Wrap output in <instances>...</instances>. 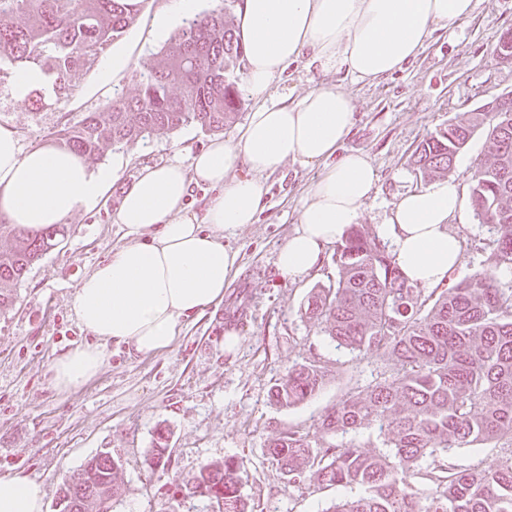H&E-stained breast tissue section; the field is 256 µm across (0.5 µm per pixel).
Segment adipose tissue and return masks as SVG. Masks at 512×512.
<instances>
[{
	"label": "adipose tissue",
	"mask_w": 512,
	"mask_h": 512,
	"mask_svg": "<svg viewBox=\"0 0 512 512\" xmlns=\"http://www.w3.org/2000/svg\"><path fill=\"white\" fill-rule=\"evenodd\" d=\"M476 0H243L236 33L254 100L235 140L213 138L190 166L178 160L147 165L125 192L115 221L124 242L82 280L73 298L90 344L48 366L55 388L68 391L102 368L107 344L148 356L175 341L181 322L224 299L239 254L224 234L255 223L261 175L287 162L318 164L294 232L279 248L276 267L295 280L315 268L324 247L358 223L376 173L368 155L340 147L354 119L352 98L335 86L313 88L293 101L269 90L304 52L326 72L376 85L415 58L429 36L469 16ZM122 159L90 170L72 151L53 145L22 148L15 129L0 126V220L30 230L64 223L96 206L120 177ZM246 175H239V168ZM206 185L203 215L189 209V188ZM467 200L455 178L399 195L379 232L394 244L395 261L411 283H447L461 261L449 226ZM40 482L0 477V512H43Z\"/></svg>",
	"instance_id": "obj_1"
}]
</instances>
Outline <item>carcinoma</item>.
<instances>
[{"instance_id": "cac0c4a2", "label": "carcinoma", "mask_w": 512, "mask_h": 512, "mask_svg": "<svg viewBox=\"0 0 512 512\" xmlns=\"http://www.w3.org/2000/svg\"><path fill=\"white\" fill-rule=\"evenodd\" d=\"M143 0H0V73L38 66L52 77L54 92L72 87L76 73L135 20ZM18 14L27 23L14 22ZM243 56L224 11L202 13L170 38L158 65L144 75L132 97L117 96L103 112L52 133L85 161L195 123L219 132L233 122L241 98L228 73ZM178 86L180 96L169 94ZM486 131L490 157L479 165L471 204L487 226V265L474 275L424 293L409 282L394 255L363 225L352 224L337 242L336 284L316 285L304 315L336 347L358 357L383 352L392 372L347 393L317 420L274 429L268 455L288 482L312 493L356 489L325 512H512V454L491 464L459 470L448 462L454 448L503 441L512 447V111L472 112L423 140L415 150L420 176L448 172L474 134ZM12 245L0 250V308L8 288L65 229L28 230L0 224ZM329 373L319 361L296 363L271 388L269 401L291 408L317 393ZM366 429L387 451L367 454ZM338 438L319 442L317 433ZM117 463L105 452L90 459L75 483L60 489L61 512H107L121 496ZM244 462H207L181 486L220 512H251L242 493Z\"/></svg>"}]
</instances>
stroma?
Returning a JSON list of instances; mask_svg holds the SVG:
<instances>
[{
	"mask_svg": "<svg viewBox=\"0 0 512 512\" xmlns=\"http://www.w3.org/2000/svg\"><path fill=\"white\" fill-rule=\"evenodd\" d=\"M169 5L170 0H144L135 22L97 64L78 72L69 94L20 103L12 96L10 75L0 74V125L16 129L23 147L42 146L52 132L102 111L114 96H134L142 75L188 22L181 16L156 30L154 19ZM508 29L512 0H477L470 17L453 30L434 31L414 59L378 85L322 72L303 57L270 93L292 100L336 85L352 96L354 124L343 147L363 150L376 170L360 218L375 234L399 195L423 185L413 169L416 146L449 119L512 90V64L498 63L494 54ZM116 50L129 55L130 65L102 80V65ZM211 137L191 124L121 148L128 164L105 201L67 220L64 239L30 266L11 303L0 309V477L19 474L41 482L44 512H60L63 483L77 481L85 464L106 451L119 464L124 489L112 512H212L208 501L169 489L201 464L228 457L245 463L243 493L252 512H325L337 496L333 489L311 493L289 484L265 448L270 429L313 425L350 388L367 386L391 368L383 353L356 358L336 348L302 315L310 289L336 280L333 247L325 248L318 270L308 276L292 281L277 271V251L296 227L300 199L318 167L290 162L262 177L257 222L224 236L226 246L240 253L239 273L220 304L184 320L171 348L134 357L111 345L88 383L65 392L51 385L49 362L90 341L75 319L72 299L83 278L123 242L114 217L125 191L143 165L175 158L189 163ZM450 229L462 244L453 273L461 280L484 266L487 232L470 208ZM230 328L239 336L231 352L224 348ZM314 360L330 369L322 389L289 409L270 405L268 391L288 368ZM161 434L169 455L164 467L149 462Z\"/></svg>",
	"mask_w": 512,
	"mask_h": 512,
	"instance_id": "stroma-1",
	"label": "stroma"
}]
</instances>
